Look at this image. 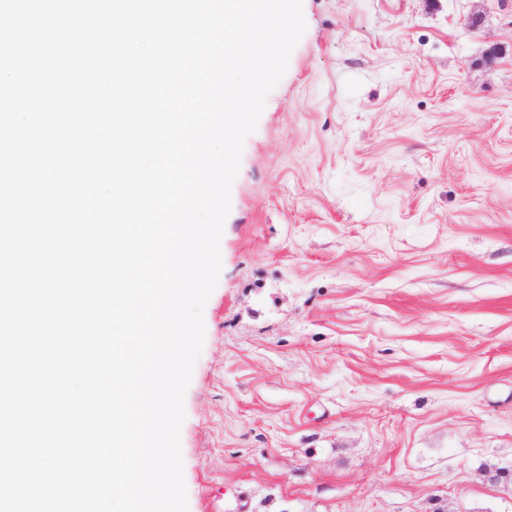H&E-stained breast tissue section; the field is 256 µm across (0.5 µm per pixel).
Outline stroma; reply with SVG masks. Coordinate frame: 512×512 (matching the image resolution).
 <instances>
[{
    "mask_svg": "<svg viewBox=\"0 0 512 512\" xmlns=\"http://www.w3.org/2000/svg\"><path fill=\"white\" fill-rule=\"evenodd\" d=\"M244 141L188 512H512V0H303Z\"/></svg>",
    "mask_w": 512,
    "mask_h": 512,
    "instance_id": "stroma-1",
    "label": "stroma"
}]
</instances>
